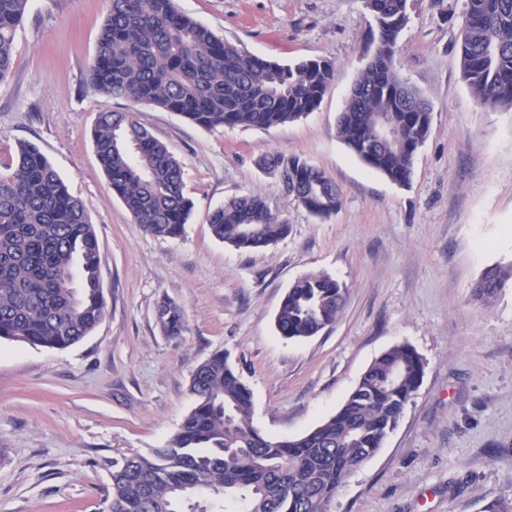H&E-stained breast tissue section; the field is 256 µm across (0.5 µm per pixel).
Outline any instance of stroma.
I'll return each instance as SVG.
<instances>
[{
    "instance_id": "obj_1",
    "label": "stroma",
    "mask_w": 512,
    "mask_h": 512,
    "mask_svg": "<svg viewBox=\"0 0 512 512\" xmlns=\"http://www.w3.org/2000/svg\"><path fill=\"white\" fill-rule=\"evenodd\" d=\"M239 48L280 63L327 59L319 107L270 130L200 128L123 100L184 170L194 208L177 239L146 234L112 193L92 133L103 103L88 69L109 0H29L14 67L0 82V156L37 145L94 226L107 311L64 350L0 341V512H102L101 462L164 447L194 399L192 370L221 351L252 393L262 434L294 439L336 412L366 368L396 344L425 374L383 448L349 476L332 512H487L512 505V288L489 306L472 286L512 264V109H486L464 82L457 42L464 0H409L396 62L432 108L409 186L367 167L336 136L363 63L371 18L362 0H175ZM267 154L296 156L342 192L329 217L286 194ZM260 193L289 226L274 245L238 250L209 217ZM325 272L346 291L338 320L281 337L280 304L300 276ZM182 304L171 338L155 309ZM156 308L162 309V331L166 336L179 337L187 329L186 312L178 302L163 297Z\"/></svg>"
}]
</instances>
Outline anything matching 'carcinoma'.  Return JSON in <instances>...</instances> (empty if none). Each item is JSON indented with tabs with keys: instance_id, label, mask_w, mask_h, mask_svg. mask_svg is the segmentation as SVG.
<instances>
[{
	"instance_id": "1",
	"label": "carcinoma",
	"mask_w": 512,
	"mask_h": 512,
	"mask_svg": "<svg viewBox=\"0 0 512 512\" xmlns=\"http://www.w3.org/2000/svg\"><path fill=\"white\" fill-rule=\"evenodd\" d=\"M375 25L374 49L355 79L336 136L368 167L397 184L410 180L431 125V108L395 67L408 0H363ZM27 0H0V81L13 70L14 35ZM461 74L476 103L512 108V0H466ZM327 59L280 64L245 51L179 12L175 0H110L90 67L105 100L154 105L204 129L269 130L320 104L333 78ZM396 138L370 147L380 117ZM109 185L143 231L176 239L192 201L167 146L131 111L104 106L93 134ZM285 186L309 212L327 217L341 193L323 171L297 157L271 155ZM213 237L252 250L284 239L289 224L257 193L234 197L209 219ZM96 232L42 152L20 143L0 160V339L65 349L105 316ZM512 285V264L483 270L473 297L491 304ZM346 303L338 281L308 273L288 288L278 333L304 339L334 324ZM162 331L179 337L186 312L164 297ZM406 344L384 351L336 412L296 439L266 436L252 425V394L222 352L192 371L194 405L164 448L104 461L111 478L105 512H331L348 475L372 458L397 427L424 375Z\"/></svg>"
}]
</instances>
